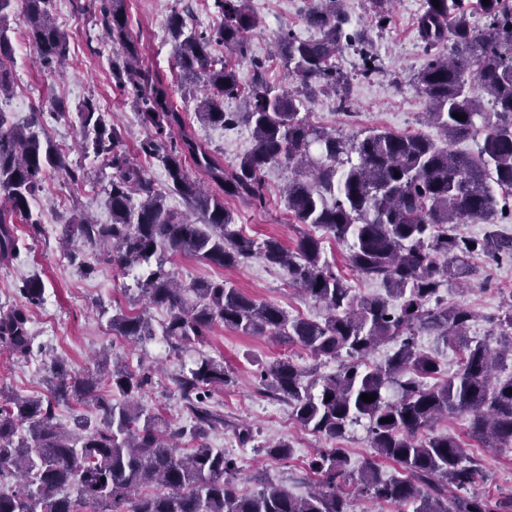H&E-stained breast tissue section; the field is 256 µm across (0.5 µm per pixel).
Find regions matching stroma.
<instances>
[{
	"mask_svg": "<svg viewBox=\"0 0 512 512\" xmlns=\"http://www.w3.org/2000/svg\"><path fill=\"white\" fill-rule=\"evenodd\" d=\"M210 3L211 0H126L128 32L139 47L142 70L158 76L168 86L175 106L186 115L191 135L208 146L218 161L231 166L252 149L253 134L242 125L227 129L197 120L195 109L199 99L183 92L173 45L165 33L169 14L174 10L183 15L190 27L208 30L216 27L220 18ZM423 4L424 0H391V21L381 28L372 16L369 0H342L352 24L366 26L369 44L380 59L381 71L371 78H363L358 54L345 50L336 63L350 78L351 111L347 114L340 111L335 95L316 93L305 107L313 124L346 136L379 128L439 139L438 130L426 121L429 105L415 83L425 62L414 26ZM306 5L307 0L250 2L259 21L248 35L250 53L267 59L266 75L271 84L291 90L296 87L287 70L271 59L270 52L281 30H293L302 38L316 36V29L306 19ZM100 7V0H53L56 25L69 47L62 69L46 71L32 43L14 45V60L9 65L13 91L27 93L28 105L23 109L15 108L8 98L0 103V108L10 112L13 120L21 124L30 110L43 107L47 100L63 101L64 114H45L37 132L40 138L56 144L69 142L70 160L81 165L87 177L85 181L74 183L64 173L48 174L33 205L43 226L42 234L38 239L27 240L16 258L0 259L1 312L20 304L16 287L21 279L37 276L45 287L42 304L29 312L27 329L33 353L26 361L0 354V392L25 397L47 396V369L54 359H65L72 374L81 377L96 371L95 357L105 352L133 369L142 364L153 367L152 383L146 387L142 403L162 409L167 417L183 419L187 413L176 390L175 376L190 367L200 355L223 360L231 381L214 391L212 403L223 412L230 425L215 431L210 445L237 458L242 468L241 490H254L250 477L258 471L273 482L287 486L294 495H306L314 481L307 468L308 459L332 447L333 442L301 429L291 417L288 405L259 395L253 374L260 364L284 355L299 365H311L310 353L268 337L245 336L221 325L215 326L203 342L191 345L178 356L171 355L166 343L159 338L132 342L112 332L108 322L110 315L144 310L157 323L163 320L164 311L140 297L134 275L96 258L91 252L87 253L86 260L93 264V273L79 272L60 248L68 226L74 224L80 214L93 215L101 222L109 218L105 186L110 172L100 163L84 157L80 149L83 130L77 112L82 102L92 97L104 104L110 122L124 134V145L131 159L140 158L139 144L148 134L136 112L127 104L123 90L116 85L111 62L98 60L102 34ZM287 176V170L281 167L267 170L265 208L256 209L238 199L226 200V207L234 214L236 229L260 239L277 238L289 248L295 246L300 227L294 224L280 196ZM170 265L187 284L202 279H223L246 296L275 304L289 315L318 321L326 316L322 305L302 297L295 288L288 286L280 271L267 268L257 258L236 267L219 268L180 254L172 257ZM471 266L480 277L481 287L466 290L451 284L444 293L450 302L466 304L477 311L478 317L469 333L483 337L492 329L491 316L512 297V261L497 264L477 255L472 258ZM236 423L253 428L254 443L240 446L232 430ZM435 431L455 436L470 454L480 459L482 472L477 479L480 489L495 497L512 493V445L486 448L468 438L467 420L461 414L448 415L436 425ZM279 440L292 443L293 454L289 459L277 460L265 454L264 445Z\"/></svg>",
	"mask_w": 512,
	"mask_h": 512,
	"instance_id": "stroma-1",
	"label": "stroma"
}]
</instances>
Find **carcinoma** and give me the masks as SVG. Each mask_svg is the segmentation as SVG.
Here are the masks:
<instances>
[{
	"label": "carcinoma",
	"instance_id": "obj_1",
	"mask_svg": "<svg viewBox=\"0 0 512 512\" xmlns=\"http://www.w3.org/2000/svg\"><path fill=\"white\" fill-rule=\"evenodd\" d=\"M13 2L0 0V95L12 87L7 64L14 46L5 20ZM22 2L19 27L25 38L47 65L63 63L67 42L52 21V0ZM212 2L221 24L209 32L187 28L183 16L172 12L176 65L184 82L204 80L197 118L222 127L247 125L254 147L225 168L188 134L186 117L167 88L137 67L140 51L127 32L125 0H101L121 88L132 95L141 124L150 130L140 153L161 161L169 188L202 220L165 205L143 166L128 157L119 129L107 125L99 103L88 99L79 112L85 132L81 150L112 168L111 219L81 218L68 236L87 250L103 251L106 261L124 271L145 269L137 288L150 304L166 309L167 317L157 330L143 312L115 315L110 327L122 336L145 341L160 335L177 353L203 341L219 324L299 344L319 362L346 358L335 372L322 374L316 364L302 368L281 357L262 365L258 390L288 403L301 428L328 439H343L349 427L365 423L375 457L352 468L345 448L316 454L308 470L318 480L304 497L260 479L257 489L241 492L237 460L207 442L225 425L224 415L209 402L211 389L229 381L224 361L203 357L175 379L190 416L186 424L139 402L150 381L147 367L136 372L115 365L107 375L75 377L57 361L49 396L8 395L0 401V512H83L91 504L98 512H352L353 496L410 506L412 512H512L511 495L492 498L474 491L480 463L459 440L448 434L418 439L439 418L460 413L467 417L469 436L485 447L512 444V374L498 377L512 361V302L491 318L492 333L478 338L467 333L474 311L442 294L444 285L469 277L468 258L475 254L496 263L512 261V235L448 233L450 224L490 221L512 200V4L481 0V27L469 20L465 0H424L416 18L426 56L417 84L432 123L450 142L480 138L475 151L461 152L420 134L369 130L347 138L301 115L302 91L314 84L332 92L347 87V76L336 66L344 49L359 51L361 75L381 72L364 32L350 26L339 9L341 0H317L308 9L317 37L278 36L277 57L301 89L268 84L266 62L253 59L245 95L235 64L217 48L247 57V34L257 20L248 0ZM479 91L491 96L494 111H481ZM239 96L245 110L224 111V99ZM189 159L220 193L190 180ZM272 165L290 171L285 200L295 223L305 226L292 249L233 228L224 204L237 198L265 207L264 172ZM49 171L79 180L61 149L40 140L30 126L11 123L0 110L1 258L20 252L16 216L24 218L27 236L41 235L32 203ZM317 231L349 244V265L382 286L387 297L356 293L326 257ZM177 254L220 267L258 256L323 305L328 317L294 318L222 280L184 285L166 267L168 256ZM17 291L33 305L43 299L45 287L33 277L21 281ZM28 321L25 308L0 314L1 353L18 360L31 356ZM423 334L459 353L454 373L443 375L437 358L418 348ZM387 343L395 346L392 355L367 362ZM441 375V382H426ZM392 388L393 399L387 396ZM364 393L375 400H362ZM71 402L91 405L96 423L77 416L72 429H60L56 407ZM378 458L393 462L398 475L386 477Z\"/></svg>",
	"mask_w": 512,
	"mask_h": 512
}]
</instances>
